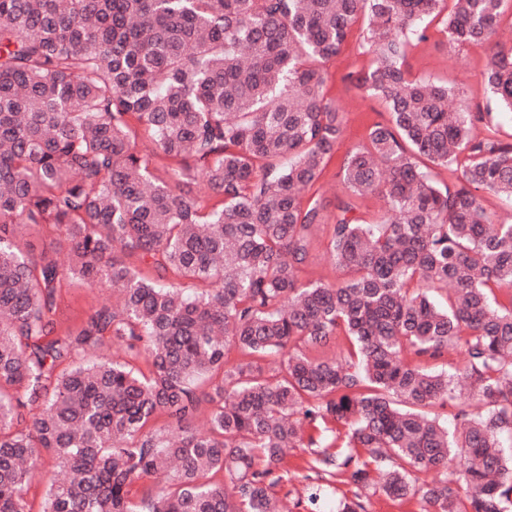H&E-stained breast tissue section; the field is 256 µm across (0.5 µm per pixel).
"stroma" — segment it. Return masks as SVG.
Instances as JSON below:
<instances>
[{
	"mask_svg": "<svg viewBox=\"0 0 512 512\" xmlns=\"http://www.w3.org/2000/svg\"><path fill=\"white\" fill-rule=\"evenodd\" d=\"M363 27L355 25L340 53L326 64L329 97L344 114L345 127L336 152L328 162L314 190L321 194L326 207H333L335 197L343 191L340 167L344 156L364 143L373 123L386 116L384 104L350 83L347 75L368 68L371 57L362 48ZM489 49L479 46L460 47L450 44L440 21L428 24L425 39L412 40L405 67L414 77H430L448 81L460 89L471 104L480 106L485 120L497 129L500 138L512 142V112L499 106L488 93L481 79L490 63ZM339 276L327 249V232L315 230L309 261L300 272L301 282H332ZM119 306L120 296L110 286L89 288L76 282L64 289L57 304L56 331L64 335L75 331L86 315L101 304ZM309 449H294L284 463L286 476L278 492L286 503V512H336L340 500L352 497L355 487L347 476H329L310 468ZM318 493L317 502H310L311 493Z\"/></svg>",
	"mask_w": 512,
	"mask_h": 512,
	"instance_id": "stroma-1",
	"label": "stroma"
}]
</instances>
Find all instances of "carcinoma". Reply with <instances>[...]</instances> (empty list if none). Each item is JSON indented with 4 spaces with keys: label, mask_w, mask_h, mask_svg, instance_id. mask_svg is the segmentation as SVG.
Instances as JSON below:
<instances>
[{
    "label": "carcinoma",
    "mask_w": 512,
    "mask_h": 512,
    "mask_svg": "<svg viewBox=\"0 0 512 512\" xmlns=\"http://www.w3.org/2000/svg\"><path fill=\"white\" fill-rule=\"evenodd\" d=\"M511 3L0 0V512H29L47 461L65 475L41 512H280L296 446L355 485L337 512L370 490L421 512H512V221L477 194L512 200V142L404 68L428 18L482 45ZM360 19L374 58L347 79L387 118L346 155L327 217L303 197L344 128L324 64ZM482 77L512 111V47ZM196 176L213 205L174 192ZM366 195L386 204L372 221L356 215ZM322 225L342 277L304 284ZM18 228L54 239L36 254ZM74 280L123 303L57 336ZM338 339L339 356H310ZM110 343L123 360L77 362ZM455 349L462 373L426 368ZM469 401L451 426L428 412ZM158 476L167 487H136Z\"/></svg>",
    "instance_id": "1"
}]
</instances>
